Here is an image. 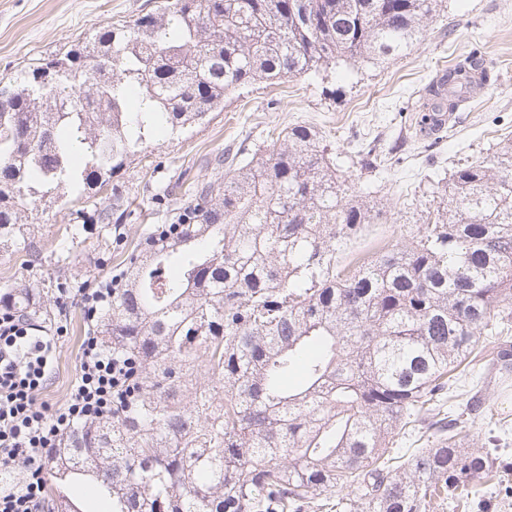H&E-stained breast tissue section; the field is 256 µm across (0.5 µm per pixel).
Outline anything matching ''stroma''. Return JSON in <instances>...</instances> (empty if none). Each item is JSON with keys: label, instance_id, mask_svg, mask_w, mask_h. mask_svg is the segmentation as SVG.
<instances>
[{"label": "stroma", "instance_id": "1", "mask_svg": "<svg viewBox=\"0 0 512 512\" xmlns=\"http://www.w3.org/2000/svg\"><path fill=\"white\" fill-rule=\"evenodd\" d=\"M158 0H0V86L21 70L64 52L103 26L155 10ZM430 37L381 67L359 64L329 68L320 75L263 81L224 100L223 111L181 139L156 138L146 158L126 169L132 189L130 213L111 250L97 247L99 227L72 196L47 198L38 205L31 228L40 256H0V292L14 284H51L57 317L45 327L61 333L52 356L53 378L40 399L64 403L79 368V349L88 322L79 291L125 272L136 245L158 227L155 195L168 183L190 185L207 177V159L230 150H250L282 129L305 124L319 131L337 168L350 176L357 198L378 213L348 256L394 242L398 224H422L434 209L456 165L493 153L512 137V0H445L429 22ZM479 49L493 69L484 93L464 103L446 132L420 134L419 98L439 70ZM84 229L85 251L58 275L50 259L70 225ZM474 449L490 453L500 466L497 483L481 487L467 505L453 502L434 512H512V433L498 423L470 428Z\"/></svg>", "mask_w": 512, "mask_h": 512}]
</instances>
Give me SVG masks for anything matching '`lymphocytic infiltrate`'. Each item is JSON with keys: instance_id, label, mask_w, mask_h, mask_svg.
<instances>
[{"instance_id": "lymphocytic-infiltrate-1", "label": "lymphocytic infiltrate", "mask_w": 512, "mask_h": 512, "mask_svg": "<svg viewBox=\"0 0 512 512\" xmlns=\"http://www.w3.org/2000/svg\"><path fill=\"white\" fill-rule=\"evenodd\" d=\"M58 343V337L37 334L21 316L0 311V466L24 469L15 488L0 490V512H38L46 493L40 468L46 452L65 433L111 416L132 389L135 361L115 356L91 329L82 339L78 374L65 402L53 410L38 403Z\"/></svg>"}]
</instances>
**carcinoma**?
<instances>
[{"label": "carcinoma", "instance_id": "1", "mask_svg": "<svg viewBox=\"0 0 512 512\" xmlns=\"http://www.w3.org/2000/svg\"><path fill=\"white\" fill-rule=\"evenodd\" d=\"M443 0H163L0 88V252L31 254L29 206L91 204L112 246L121 171L159 131L201 126L233 91L336 64L381 66L429 36ZM489 80L472 51L428 92L457 111ZM167 204L172 238L135 255L101 315L138 363L112 417L45 459L48 512H430L469 500L495 458L457 431L494 419L483 371L512 373V141L457 167L405 244L340 254L375 215L323 136L294 125ZM59 254L77 259L81 229ZM32 324L48 292L0 293ZM302 369L301 382L284 379ZM425 447L392 452L396 430Z\"/></svg>", "mask_w": 512, "mask_h": 512}]
</instances>
